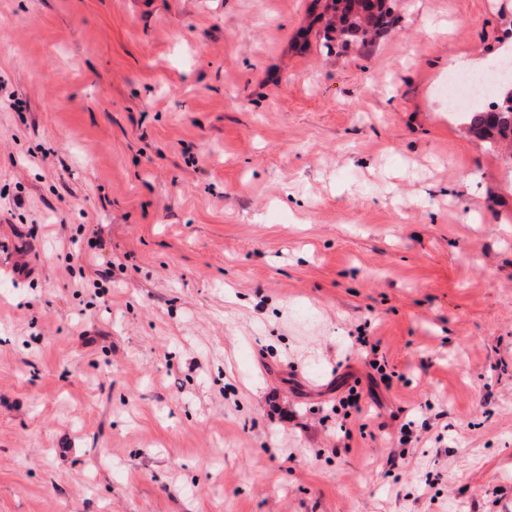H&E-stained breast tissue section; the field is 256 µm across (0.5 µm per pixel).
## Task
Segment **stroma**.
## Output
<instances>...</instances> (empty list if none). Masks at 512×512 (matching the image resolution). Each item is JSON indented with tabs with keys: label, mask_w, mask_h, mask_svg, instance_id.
<instances>
[{
	"label": "stroma",
	"mask_w": 512,
	"mask_h": 512,
	"mask_svg": "<svg viewBox=\"0 0 512 512\" xmlns=\"http://www.w3.org/2000/svg\"><path fill=\"white\" fill-rule=\"evenodd\" d=\"M392 7L0 0V512H512V0ZM340 0H325L324 13L330 17L327 19L323 30V40L327 46L329 42L350 43L356 42L361 47H368L372 41V35L386 31L392 27L394 19L392 10L387 6V0H376L377 11L367 15H349V9L339 10L337 4ZM494 80L492 76L458 74L451 85L449 104L457 107L466 105L474 95L487 93ZM496 96L491 110L474 111L471 114L470 129L480 138L489 142L512 140V93Z\"/></svg>",
	"instance_id": "35a3bbf8"
}]
</instances>
